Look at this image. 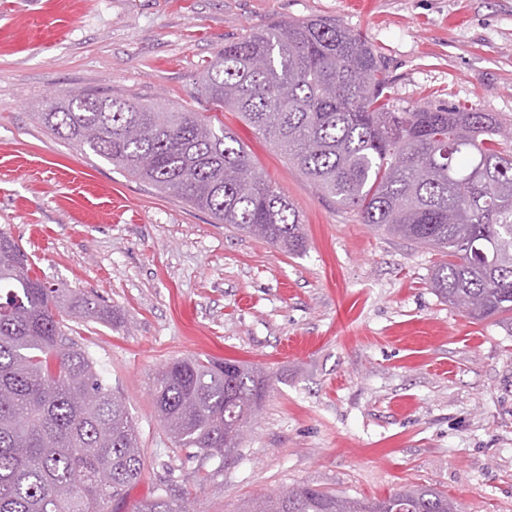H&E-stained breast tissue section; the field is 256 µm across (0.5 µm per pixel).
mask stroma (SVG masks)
<instances>
[{"mask_svg":"<svg viewBox=\"0 0 512 512\" xmlns=\"http://www.w3.org/2000/svg\"><path fill=\"white\" fill-rule=\"evenodd\" d=\"M328 18L382 56L397 106H467L512 125V0H0V230L35 273L97 295L108 323L66 319L135 421L142 479L190 512L312 485L357 498L431 487L459 512H512V325L430 288L426 246L361 224L237 113L220 118L297 207V255L113 170L36 115L75 89L214 106L205 61L250 30ZM230 358L270 376L236 457L175 449L159 369Z\"/></svg>","mask_w":512,"mask_h":512,"instance_id":"35a3bbf8","label":"stroma"}]
</instances>
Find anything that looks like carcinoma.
Listing matches in <instances>:
<instances>
[{
	"instance_id": "cac0c4a2",
	"label": "carcinoma",
	"mask_w": 512,
	"mask_h": 512,
	"mask_svg": "<svg viewBox=\"0 0 512 512\" xmlns=\"http://www.w3.org/2000/svg\"><path fill=\"white\" fill-rule=\"evenodd\" d=\"M381 57L323 19L264 27L203 65L199 91L280 150L361 223L441 252L430 278L475 321H512V151L496 113L394 106ZM37 119L128 176L290 254L305 248L294 204L207 112L85 91ZM108 321L94 295L72 302L32 272L0 230V512H123L144 468L126 404L62 313ZM270 378L237 360L183 358L159 371L153 404L177 448L224 460L266 398ZM138 512H189L156 487ZM244 512H457L448 495L405 489L358 499L298 486Z\"/></svg>"
}]
</instances>
